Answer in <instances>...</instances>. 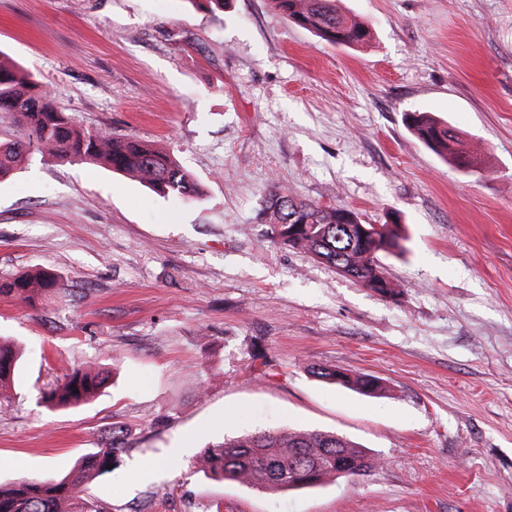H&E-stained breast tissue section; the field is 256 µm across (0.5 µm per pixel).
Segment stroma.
Segmentation results:
<instances>
[{
    "instance_id": "obj_1",
    "label": "stroma",
    "mask_w": 512,
    "mask_h": 512,
    "mask_svg": "<svg viewBox=\"0 0 512 512\" xmlns=\"http://www.w3.org/2000/svg\"><path fill=\"white\" fill-rule=\"evenodd\" d=\"M338 6L370 42L328 45L270 0H0V52L59 109L169 152L202 187L164 197L36 157L0 182V277L44 266L67 288L33 308L0 297V338L23 348L0 482L65 476L118 422L119 465L88 484L108 512H512V0ZM409 112L462 132L477 172L421 143ZM275 186L400 223L404 252L381 258L398 296L275 243ZM91 363L109 371L92 401H41ZM284 427L383 463L281 493L194 467ZM313 374L327 383L350 387L364 395H373L384 390L377 377L367 374L352 376L336 367H319L313 370Z\"/></svg>"
}]
</instances>
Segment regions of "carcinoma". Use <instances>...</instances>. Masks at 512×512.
<instances>
[{"instance_id":"obj_1","label":"carcinoma","mask_w":512,"mask_h":512,"mask_svg":"<svg viewBox=\"0 0 512 512\" xmlns=\"http://www.w3.org/2000/svg\"><path fill=\"white\" fill-rule=\"evenodd\" d=\"M290 21L330 45L355 46L370 38L369 27L343 15L336 0H270ZM11 118L12 130L0 137V179L25 157L76 164H101L134 176L160 193L199 195L195 179L166 152L145 142L120 138L106 129L87 130L53 104L45 86L31 73L0 60V115ZM410 131L437 155L459 168H476L461 134L448 122L426 112L405 116ZM275 242L300 250L350 277L383 298L398 295L380 260L383 253L403 252L394 224H365L352 209L323 205L291 191L273 188L264 209ZM62 290L47 271L0 278V296L33 306L41 297ZM19 359L16 349L0 343V389L10 381ZM314 376L364 395L384 390L380 379L351 375L336 367H319ZM108 378L101 367L78 368L64 381L41 393L54 407H75L98 393ZM126 429L112 425V441L103 444L67 475L24 478L0 484V512H105L87 492L92 474L116 461ZM380 458L332 432L279 428L226 438L196 458L195 467L217 481H235L259 490L287 492L340 478L366 474Z\"/></svg>"}]
</instances>
